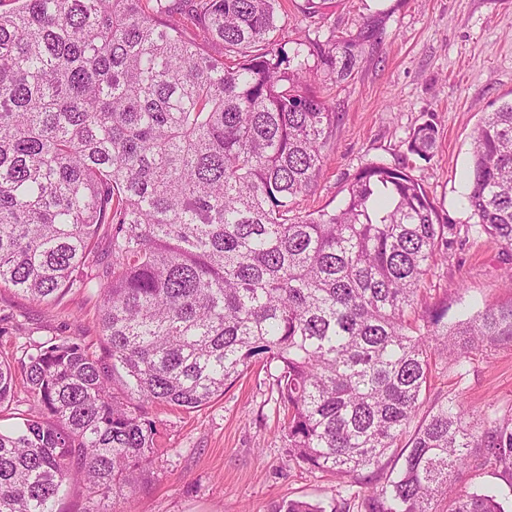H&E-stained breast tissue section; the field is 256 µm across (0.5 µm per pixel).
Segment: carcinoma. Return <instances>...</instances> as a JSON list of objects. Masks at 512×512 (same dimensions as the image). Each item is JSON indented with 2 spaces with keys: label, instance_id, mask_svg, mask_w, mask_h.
Returning a JSON list of instances; mask_svg holds the SVG:
<instances>
[{
  "label": "carcinoma",
  "instance_id": "carcinoma-1",
  "mask_svg": "<svg viewBox=\"0 0 512 512\" xmlns=\"http://www.w3.org/2000/svg\"><path fill=\"white\" fill-rule=\"evenodd\" d=\"M0 10V287L56 305L97 294L99 356L64 337L28 356L40 413L0 428V512H56L63 487L117 503L159 450L147 409L199 408L266 355L294 460L379 470L365 512H506L469 468L512 472V420L427 404L431 359L512 341V303L453 324L417 312L454 226L408 163H372L301 212L336 112L277 0H11ZM356 41L317 46L332 83ZM433 123L408 151L428 158ZM466 201L512 247V100L473 132ZM15 386L0 357V408ZM405 445L395 449L401 440ZM275 512H325L290 500Z\"/></svg>",
  "mask_w": 512,
  "mask_h": 512
}]
</instances>
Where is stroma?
<instances>
[{
    "label": "stroma",
    "instance_id": "1",
    "mask_svg": "<svg viewBox=\"0 0 512 512\" xmlns=\"http://www.w3.org/2000/svg\"><path fill=\"white\" fill-rule=\"evenodd\" d=\"M302 2L279 0L277 40L285 52L304 36L321 44L335 34L358 40L353 78L332 91L330 162L303 208L338 205L342 186L367 164L408 160L441 217L469 230L427 276V301L447 303L452 322L465 304L512 302V248L483 233L466 202L473 130L485 112L512 99V0H326L313 20L300 12ZM427 121L438 134L423 159L408 152L407 141ZM97 314L84 294L46 307L0 288V355L19 371L37 347L61 336L100 353ZM456 394L474 414L512 417V342L459 365L438 355L428 397ZM276 399L258 362L205 406L153 407L161 452L145 484L121 500V512H274L291 499L331 512L338 486L366 495L364 475L341 480L290 460Z\"/></svg>",
    "mask_w": 512,
    "mask_h": 512
}]
</instances>
